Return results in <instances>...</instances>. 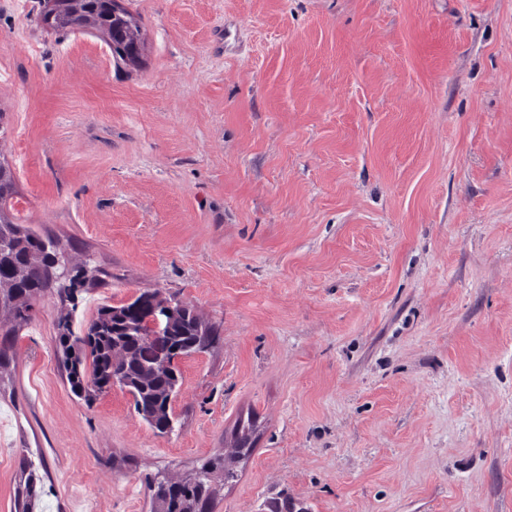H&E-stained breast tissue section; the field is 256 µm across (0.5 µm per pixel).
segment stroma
<instances>
[{"instance_id": "35a3bbf8", "label": "stroma", "mask_w": 512, "mask_h": 512, "mask_svg": "<svg viewBox=\"0 0 512 512\" xmlns=\"http://www.w3.org/2000/svg\"><path fill=\"white\" fill-rule=\"evenodd\" d=\"M115 67L0 0V161L92 255L73 318L155 290L219 324L177 431L70 392L45 296L0 368V512H151L146 476L255 443L213 512H512V0H124ZM21 477L15 492L16 512H33L35 502L41 497L40 478L29 464L22 463Z\"/></svg>"}]
</instances>
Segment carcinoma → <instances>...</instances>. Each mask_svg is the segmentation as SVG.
<instances>
[{
  "instance_id": "1",
  "label": "carcinoma",
  "mask_w": 512,
  "mask_h": 512,
  "mask_svg": "<svg viewBox=\"0 0 512 512\" xmlns=\"http://www.w3.org/2000/svg\"><path fill=\"white\" fill-rule=\"evenodd\" d=\"M48 3L43 0L38 16L43 27L54 32L93 29L105 38L116 64L130 65L139 43L132 29L134 17L122 0H84L64 15L54 13ZM16 193L11 169L0 164V366L9 362L14 336L33 319L37 302L49 292L61 309L55 342L72 394L89 404L116 385L132 395L135 412L155 432H173L176 420L170 403L180 382L177 360L209 348L219 327L179 302L167 315L163 304L169 299L143 291L118 306L99 308L85 332L75 333L73 314L85 295L99 287L101 269L89 255L73 262L56 238L18 223L8 206ZM155 318L159 328L151 333L147 323ZM162 353L173 360L167 370L155 366ZM254 427L251 415L237 420L236 448L227 461L219 453L200 460L177 479L165 471L146 477L152 512H213L224 484L238 477L235 460L254 447ZM41 493L40 478L30 465L22 464L16 512H33Z\"/></svg>"
}]
</instances>
